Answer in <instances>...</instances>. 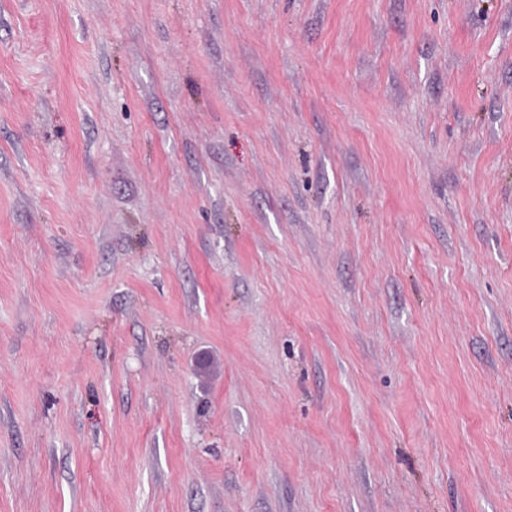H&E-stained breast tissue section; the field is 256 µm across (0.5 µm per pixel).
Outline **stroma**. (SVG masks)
<instances>
[{
    "label": "stroma",
    "instance_id": "35a3bbf8",
    "mask_svg": "<svg viewBox=\"0 0 512 512\" xmlns=\"http://www.w3.org/2000/svg\"><path fill=\"white\" fill-rule=\"evenodd\" d=\"M0 512H512V0H0Z\"/></svg>",
    "mask_w": 512,
    "mask_h": 512
}]
</instances>
